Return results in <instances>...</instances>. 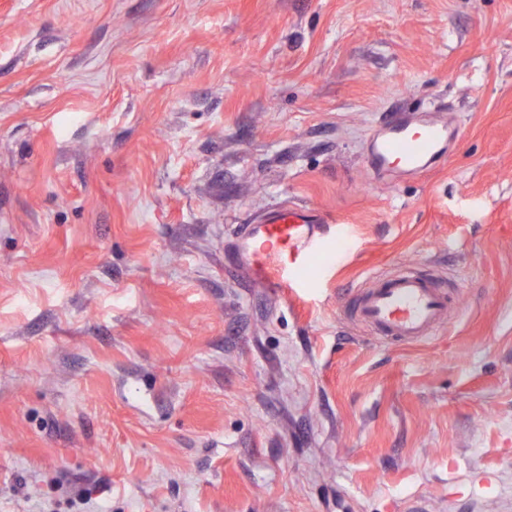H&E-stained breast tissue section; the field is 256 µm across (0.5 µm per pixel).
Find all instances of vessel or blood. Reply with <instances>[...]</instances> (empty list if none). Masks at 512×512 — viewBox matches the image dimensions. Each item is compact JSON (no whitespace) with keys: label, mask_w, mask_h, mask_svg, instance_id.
<instances>
[{"label":"vessel or blood","mask_w":512,"mask_h":512,"mask_svg":"<svg viewBox=\"0 0 512 512\" xmlns=\"http://www.w3.org/2000/svg\"><path fill=\"white\" fill-rule=\"evenodd\" d=\"M456 133L447 124L404 112L393 114L382 134L369 143L371 166L396 163L420 173L443 155ZM327 221L311 207L280 205L251 224L241 225L230 248L235 266L256 282L281 293L300 283L302 271L329 243ZM356 317L386 336L423 341L436 335L448 318V301L435 282L401 269L371 278Z\"/></svg>","instance_id":"1"}]
</instances>
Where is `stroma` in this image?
<instances>
[{"instance_id":"1","label":"stroma","mask_w":512,"mask_h":512,"mask_svg":"<svg viewBox=\"0 0 512 512\" xmlns=\"http://www.w3.org/2000/svg\"><path fill=\"white\" fill-rule=\"evenodd\" d=\"M461 136L374 175L394 112ZM320 209L305 287L229 263ZM412 268L426 343L352 306ZM512 512V0H0V512Z\"/></svg>"}]
</instances>
